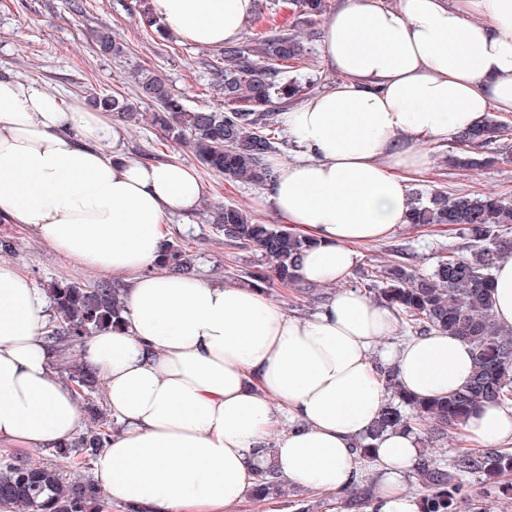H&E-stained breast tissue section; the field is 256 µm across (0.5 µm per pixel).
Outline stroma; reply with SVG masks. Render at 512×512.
Wrapping results in <instances>:
<instances>
[{"label":"stroma","instance_id":"35a3bbf8","mask_svg":"<svg viewBox=\"0 0 512 512\" xmlns=\"http://www.w3.org/2000/svg\"><path fill=\"white\" fill-rule=\"evenodd\" d=\"M83 11L74 13L70 0H0V75L41 86L62 101L87 98L94 91L133 95L132 70L147 68L167 80L190 109H220L224 100L213 90L218 76L211 63L218 51L199 47L175 37L164 39L145 33L136 23L144 0H80ZM277 23L295 27L309 38L311 57L298 70L306 96L316 95L340 81L341 75L327 63L321 42V22L299 21L288 0H278ZM107 26L120 42L121 55H103L96 48L94 33ZM142 117L126 126L124 149L133 158L151 155L155 160H175L194 168L205 189L200 208L171 219V239L191 260L192 273L210 280L240 283L246 272L260 263V253L248 246H229L222 232L210 221L212 212L230 204L243 209L255 221L274 223L263 207L266 187L246 182H228L223 176L200 167L190 148L165 138L152 122V108L141 105ZM456 149L448 143L429 151L431 165L425 175L411 182V189L438 188L451 194L484 193L512 198V159L496 166L457 171L448 165ZM0 240L10 242L0 249V258L28 273L38 287L53 280L93 282L99 273L66 258L19 225L0 219ZM470 241L461 231L445 226L403 225L391 238L361 246V260L353 285L364 275L389 261H401L425 271L448 253L466 252ZM269 299L288 312L310 316L317 312L330 290L317 287L302 292L273 284ZM377 484L372 471H365L356 492L341 498L333 493L290 489L276 499H245L232 512H365V500Z\"/></svg>","mask_w":512,"mask_h":512}]
</instances>
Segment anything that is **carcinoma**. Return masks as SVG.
Segmentation results:
<instances>
[{
    "label": "carcinoma",
    "instance_id": "cac0c4a2",
    "mask_svg": "<svg viewBox=\"0 0 512 512\" xmlns=\"http://www.w3.org/2000/svg\"><path fill=\"white\" fill-rule=\"evenodd\" d=\"M328 0H291L295 12L310 18L324 14ZM145 31L165 36L163 25L148 7L137 18ZM98 49L105 55L117 54L120 47L112 33L103 29L95 35ZM310 53L307 40L280 26L268 28L250 44H227L217 56L215 69L220 82L215 92L224 98V110H188L162 75L148 69L135 70L131 78L138 101L119 93L89 95L95 109L112 113L117 120L135 124L139 105L155 106V124L164 134L189 144L199 163L218 172L224 180L247 181L266 186L272 182L271 156L276 153V132L281 115L302 95L306 86L287 69L303 62ZM508 124L491 116L461 136L455 167L470 170L492 165L512 149ZM407 222L414 226H456L472 237L467 254H450L429 270L418 271L402 264L384 265L371 273L367 288L379 300L395 309L414 328L437 330L459 336L474 347L475 368L466 385L433 400L397 395L379 415L366 442L387 429L406 425L413 418L432 423L444 432L458 426L481 402L512 396V334L506 335L493 319L490 306L492 273L497 262L512 255V239L501 228L512 224V200L484 194H450L439 189L417 190L411 196ZM212 223L231 243L255 247L266 261V268L249 273V282L263 288L271 280L283 285L301 286L297 276L303 253L312 241L279 224L254 222L242 209L226 205L216 209ZM164 267L188 270L190 260L179 245H168ZM48 294L55 320L48 327L47 341L66 345L92 336L98 330L120 322L124 309L123 289L105 281L76 285L54 281ZM60 371L88 393L97 390L96 372L87 364L64 358ZM108 444L107 436L90 428L79 437L54 449L62 459L79 456L93 459ZM512 473V452L490 448L465 452L449 468L424 455L418 462L417 476L429 488L424 512H456L458 497L466 486V476L479 474L496 480ZM282 492L274 473L265 474L255 494L277 496ZM0 506L13 512H96L103 508L94 484L67 475L52 462L0 460Z\"/></svg>",
    "mask_w": 512,
    "mask_h": 512
}]
</instances>
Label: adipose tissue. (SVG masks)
Returning <instances> with one entry per match:
<instances>
[{"label": "adipose tissue", "instance_id": "obj_1", "mask_svg": "<svg viewBox=\"0 0 512 512\" xmlns=\"http://www.w3.org/2000/svg\"><path fill=\"white\" fill-rule=\"evenodd\" d=\"M256 0H150L169 33L199 45L238 41ZM324 54L342 81L288 112L297 156L273 165L263 203L309 238L298 268L336 291L309 318L250 285L159 268L171 215L204 187L180 162L128 157L110 113L0 80V216L98 272L122 276L121 322L79 350L104 384L109 444L93 463L108 501L139 512H230L274 472L285 484L343 495L364 462L379 477L366 512H421L403 485L422 452L419 422L359 442L402 391L442 397L467 383L473 350L438 331L390 346L394 310L350 280L357 247L406 223L409 184L427 147L487 114L512 112V0H342ZM493 315L512 330V257L496 267ZM44 289L0 259V450L53 448L85 418L80 391L52 359ZM457 433L472 449L512 445V400L486 402Z\"/></svg>", "mask_w": 512, "mask_h": 512}]
</instances>
